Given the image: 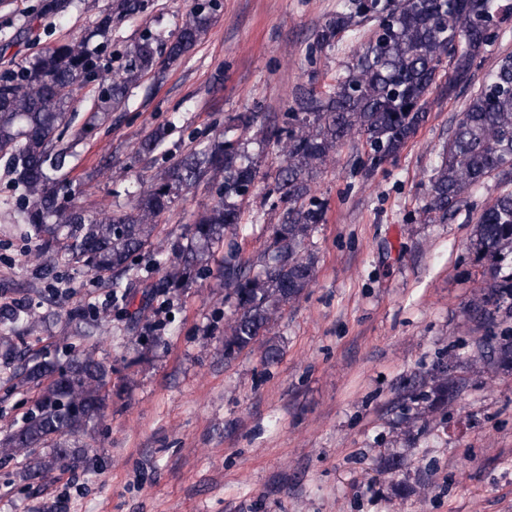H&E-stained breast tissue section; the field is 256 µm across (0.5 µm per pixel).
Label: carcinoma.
Listing matches in <instances>:
<instances>
[{
    "instance_id": "1",
    "label": "carcinoma",
    "mask_w": 512,
    "mask_h": 512,
    "mask_svg": "<svg viewBox=\"0 0 512 512\" xmlns=\"http://www.w3.org/2000/svg\"><path fill=\"white\" fill-rule=\"evenodd\" d=\"M148 8V0H111L85 36L61 39L32 60L0 74V151H6L20 211L39 238L33 266L49 271L60 250L112 281V306L130 305L142 278L140 252L153 246L151 265L162 273L157 287L182 288L207 271L206 253L224 247V301L232 313L224 327L229 359L262 342L270 322L311 284L315 268L305 243L327 223V202L313 180L347 143L358 141L354 163L367 172L395 158L426 122L429 97L438 89L450 97L472 84L485 47L512 23V0H340L312 34V47H333L359 26L374 30L353 62L321 93L295 99L285 112H252L241 120L283 157L275 173H262L241 138L224 136L182 156L163 175L140 185L127 210L89 213L72 188L75 148L97 131L76 125L73 93L85 90L91 111L126 105L133 89L181 61L207 33L220 0H192L177 30L159 45L146 32L130 44L124 62L105 60L112 27ZM101 42L89 49L90 38ZM175 129L153 127L136 154L151 159ZM512 171V54L488 69L469 98L430 179L425 223L454 216L467 196L493 173ZM265 184L281 205L271 225L269 259L261 269L241 256L237 233L248 222L238 199ZM216 188L218 199L199 212L190 244L153 242L157 224L174 199L200 185ZM232 236L224 237V232ZM470 249L488 275L487 286L468 307L469 319L485 329L477 356L465 361L439 357L427 377L403 382L404 436L412 441L426 430V417L443 413L464 388L458 372L480 360L512 372V189L505 186L473 227ZM106 368L88 353L66 363L43 360L25 379L47 381L22 424L0 439V460L25 455L53 443L46 457L29 463L27 477L42 478L73 467L83 450L69 438L88 432L101 419Z\"/></svg>"
}]
</instances>
